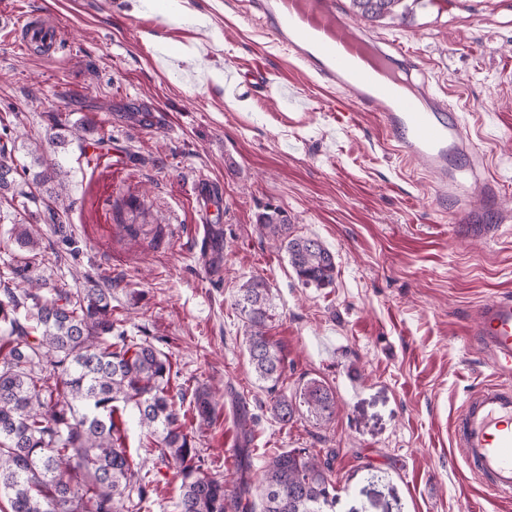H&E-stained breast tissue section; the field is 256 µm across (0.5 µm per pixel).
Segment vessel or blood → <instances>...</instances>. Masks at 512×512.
Instances as JSON below:
<instances>
[{"label":"vessel or blood","instance_id":"obj_1","mask_svg":"<svg viewBox=\"0 0 512 512\" xmlns=\"http://www.w3.org/2000/svg\"><path fill=\"white\" fill-rule=\"evenodd\" d=\"M288 27L283 46L336 85L363 109H378L400 156L432 175L439 199L455 204L453 218L465 227L484 212L498 224L512 214L498 210L497 183L477 171V154L466 126L447 99L413 81L414 61L402 44L385 50L354 32L335 15L332 0H281ZM469 333L484 351L495 377L473 392L451 423L453 440L479 486L512 496V296L479 303Z\"/></svg>","mask_w":512,"mask_h":512}]
</instances>
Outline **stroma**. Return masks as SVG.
<instances>
[{
  "instance_id": "35a3bbf8",
  "label": "stroma",
  "mask_w": 512,
  "mask_h": 512,
  "mask_svg": "<svg viewBox=\"0 0 512 512\" xmlns=\"http://www.w3.org/2000/svg\"><path fill=\"white\" fill-rule=\"evenodd\" d=\"M276 0H0V124L24 147L62 113L98 162L70 144L74 206L65 234L40 224V275L112 291V315L172 364L171 390L211 388L217 417L186 414L203 470L258 487L266 461L291 448L334 453L337 512H512L484 495L450 435L468 395L492 379L467 340L478 303L512 293V223L458 240L453 202L391 149L379 114L349 103L278 40ZM55 30L57 53L25 49L16 25ZM399 41L431 93L468 125L501 208L512 211V0H426L408 21L356 20ZM239 70L237 83L214 80ZM151 105L163 122L144 125ZM222 208L199 222L200 179ZM336 256V284L307 288L262 236L265 206ZM214 245L201 256L198 242ZM265 276L279 319L284 391L311 377L336 393L327 427L279 423L255 377L234 308L240 285ZM125 446L155 480L145 512H177L180 479L154 468L144 431ZM249 449L248 458L236 455Z\"/></svg>"
}]
</instances>
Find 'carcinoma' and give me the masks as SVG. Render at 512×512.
<instances>
[{"label":"carcinoma","mask_w":512,"mask_h":512,"mask_svg":"<svg viewBox=\"0 0 512 512\" xmlns=\"http://www.w3.org/2000/svg\"><path fill=\"white\" fill-rule=\"evenodd\" d=\"M423 0H351L353 14L367 21L412 17ZM46 134L30 149L33 163L14 165L15 147L0 144V200L13 208L35 203L43 222L66 229L61 214L72 207L69 171L59 160L68 138H79L60 116L49 115ZM262 234L279 244L298 281L328 288L336 280V257L317 238L294 233L288 213L268 206L257 218ZM23 264L0 277V497L9 512H142L154 481L127 453L123 407L153 438L157 461L179 468L178 512H336L332 459L311 448H291L268 462L260 482V503L249 499L247 483L232 490L203 473L201 449L184 430L185 414L170 392L171 362L147 337L127 334L112 318V292L95 285L52 287L36 270L42 264L39 239L21 221L14 225ZM250 364L274 393L271 411L288 424L306 416L329 424L336 393L320 378L294 392H276L284 359L267 329L278 317L268 280L253 275L238 288ZM192 410L201 424L216 415L204 389Z\"/></svg>","instance_id":"obj_1"}]
</instances>
